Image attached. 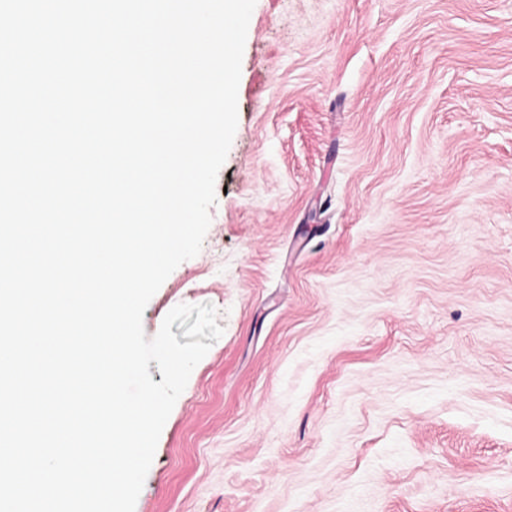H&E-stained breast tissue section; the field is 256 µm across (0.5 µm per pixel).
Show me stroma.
<instances>
[{"label": "stroma", "mask_w": 512, "mask_h": 512, "mask_svg": "<svg viewBox=\"0 0 512 512\" xmlns=\"http://www.w3.org/2000/svg\"><path fill=\"white\" fill-rule=\"evenodd\" d=\"M216 186L135 512H512V0H257Z\"/></svg>", "instance_id": "35a3bbf8"}]
</instances>
